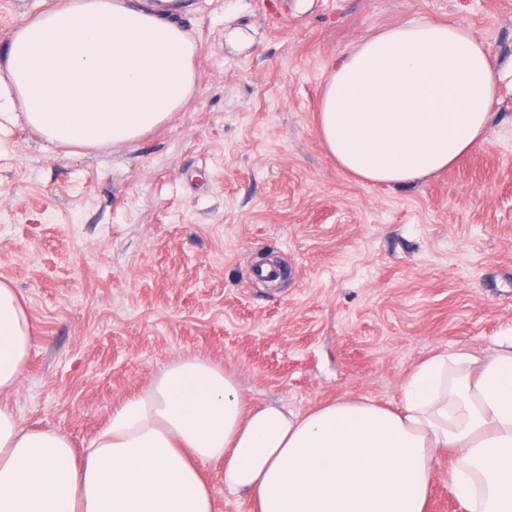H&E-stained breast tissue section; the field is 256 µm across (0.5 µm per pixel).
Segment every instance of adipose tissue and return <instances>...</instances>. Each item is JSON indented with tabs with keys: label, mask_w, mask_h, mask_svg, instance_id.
<instances>
[{
	"label": "adipose tissue",
	"mask_w": 512,
	"mask_h": 512,
	"mask_svg": "<svg viewBox=\"0 0 512 512\" xmlns=\"http://www.w3.org/2000/svg\"><path fill=\"white\" fill-rule=\"evenodd\" d=\"M182 0H58L0 57V118L48 142L124 147L195 92ZM495 60L456 22L410 21L330 60L318 131L337 164L371 184L427 180L486 142ZM34 334L0 279V393L20 383ZM468 512H512V331L494 353L435 354L397 407L341 399L305 413L254 405L201 358L172 362L76 457L69 440L19 426L0 404V512H213L201 468L258 512H426L432 463Z\"/></svg>",
	"instance_id": "1"
}]
</instances>
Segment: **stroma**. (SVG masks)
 I'll return each instance as SVG.
<instances>
[{
	"mask_svg": "<svg viewBox=\"0 0 512 512\" xmlns=\"http://www.w3.org/2000/svg\"><path fill=\"white\" fill-rule=\"evenodd\" d=\"M56 0H0V52ZM196 90L116 150L0 123V279L36 327L0 395L83 451L175 359L294 412L392 407L420 361L512 330V0H189ZM453 21L498 62L487 142L436 178L361 182L316 122L330 58ZM274 256L287 280L254 271Z\"/></svg>",
	"mask_w": 512,
	"mask_h": 512,
	"instance_id": "1",
	"label": "stroma"
}]
</instances>
